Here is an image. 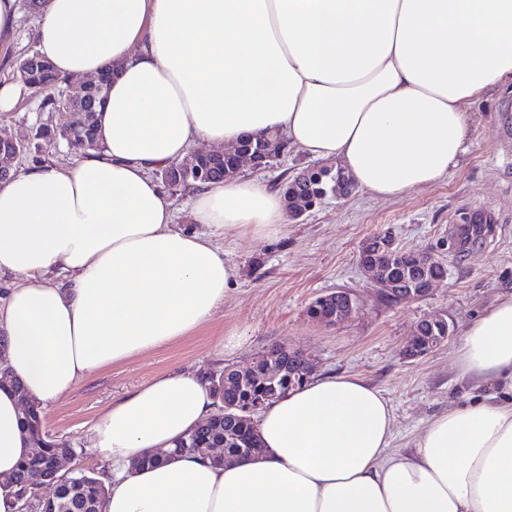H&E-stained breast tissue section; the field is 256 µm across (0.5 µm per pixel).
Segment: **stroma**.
<instances>
[{
  "mask_svg": "<svg viewBox=\"0 0 512 512\" xmlns=\"http://www.w3.org/2000/svg\"><path fill=\"white\" fill-rule=\"evenodd\" d=\"M38 20L28 0H19L14 36L0 43V84L12 82L19 61L35 51ZM470 112L473 140L449 177L388 200L354 188L326 198L276 237L219 239L225 260L241 275L209 322L101 369L44 410L49 433L75 448V467L104 470L90 428L112 401L164 372L206 377L227 366L245 368L272 345L315 353L316 374L352 373L378 388L393 407L396 451L411 447L430 418L466 403L472 391L455 366L461 335L512 292V87L488 91ZM45 121L61 129L71 115L46 114L39 98L21 90L14 107L0 112V137L33 140ZM387 229L405 249L432 252L446 265V280L426 297L387 302L362 271L361 243ZM336 291L350 294L352 315L335 326L313 321L310 303ZM426 318L445 319L452 336L424 358H405L407 338ZM232 336L240 344L230 345Z\"/></svg>",
  "mask_w": 512,
  "mask_h": 512,
  "instance_id": "35a3bbf8",
  "label": "stroma"
}]
</instances>
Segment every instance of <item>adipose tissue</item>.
Segmentation results:
<instances>
[{
	"label": "adipose tissue",
	"instance_id": "obj_1",
	"mask_svg": "<svg viewBox=\"0 0 512 512\" xmlns=\"http://www.w3.org/2000/svg\"><path fill=\"white\" fill-rule=\"evenodd\" d=\"M34 36L60 77L114 70L102 152L0 183V274L31 278L8 289L0 332L45 408L206 323L237 277L216 238L289 223L280 191L240 175L196 192L203 232L176 227L155 172L192 145L276 132L390 199L448 177L470 103L512 84V0H45ZM456 366L477 397L399 456L389 401L347 374L264 408L259 453L138 468L213 409L198 373L157 375L92 427L112 465L102 512H512V295L467 326ZM21 416L0 387V477L29 451Z\"/></svg>",
	"mask_w": 512,
	"mask_h": 512
}]
</instances>
